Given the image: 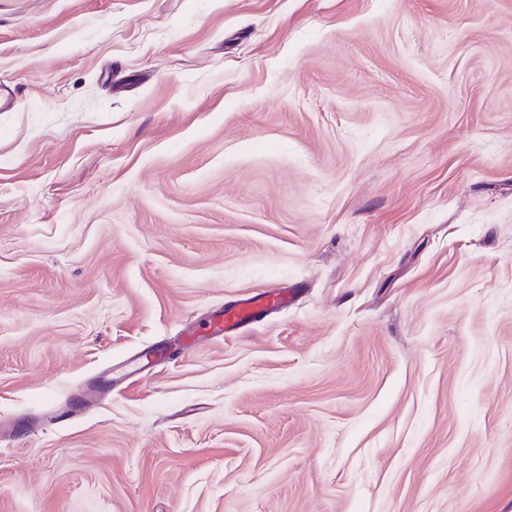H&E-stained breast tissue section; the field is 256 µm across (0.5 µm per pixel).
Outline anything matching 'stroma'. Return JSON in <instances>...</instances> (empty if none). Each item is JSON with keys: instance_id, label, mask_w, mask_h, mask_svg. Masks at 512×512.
Segmentation results:
<instances>
[{"instance_id": "obj_1", "label": "stroma", "mask_w": 512, "mask_h": 512, "mask_svg": "<svg viewBox=\"0 0 512 512\" xmlns=\"http://www.w3.org/2000/svg\"><path fill=\"white\" fill-rule=\"evenodd\" d=\"M0 82V512H512V0H0ZM297 288H274L262 294L239 300L215 316L205 328L209 337H223L244 324L255 321L270 307H278L291 300Z\"/></svg>"}]
</instances>
